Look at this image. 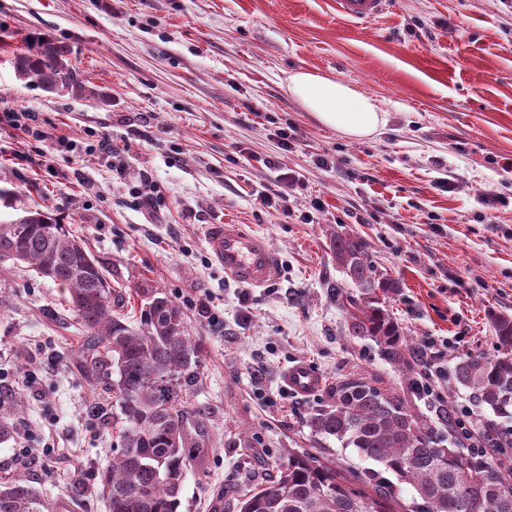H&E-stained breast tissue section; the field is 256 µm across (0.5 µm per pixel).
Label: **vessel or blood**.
Instances as JSON below:
<instances>
[{
    "label": "vessel or blood",
    "mask_w": 512,
    "mask_h": 512,
    "mask_svg": "<svg viewBox=\"0 0 512 512\" xmlns=\"http://www.w3.org/2000/svg\"><path fill=\"white\" fill-rule=\"evenodd\" d=\"M391 0H335L339 17L366 24L386 12ZM208 241L225 273L242 285L264 286L274 281L280 266L276 254L258 234L241 224H215L208 230ZM285 382L290 390L307 394L321 385V375L307 364L288 369Z\"/></svg>",
    "instance_id": "vessel-or-blood-1"
}]
</instances>
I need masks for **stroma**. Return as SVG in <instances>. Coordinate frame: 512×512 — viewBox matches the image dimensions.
I'll return each mask as SVG.
<instances>
[{"instance_id":"35a3bbf8","label":"stroma","mask_w":512,"mask_h":512,"mask_svg":"<svg viewBox=\"0 0 512 512\" xmlns=\"http://www.w3.org/2000/svg\"><path fill=\"white\" fill-rule=\"evenodd\" d=\"M42 36L90 93L16 76L14 53ZM297 70L370 95L386 127L354 140L320 124L288 90ZM10 112L35 113L45 139L8 126ZM288 126L298 135L283 151L274 132ZM510 161L512 0H392L364 25L338 19L332 0H0V187L70 224L125 291L129 321L140 320L138 290L157 289L200 347L180 512H238L233 485L268 478L288 448L370 468L308 425L339 379L405 387L373 342L346 332L334 289L358 290L330 249L336 233L363 238L401 285L389 311L430 386L406 394L409 406L432 417L448 399L475 424L448 371L462 354L494 355L489 315H512ZM145 172L161 196L154 211L137 205ZM442 178L448 191L435 187ZM281 188L288 218L256 201ZM22 207L0 203V221ZM213 224L263 236L279 279L247 287L225 274ZM84 342L62 288L0 265V415L13 426L0 477L22 475L50 512H108L115 399L80 373ZM300 362L322 376L307 395L284 382Z\"/></svg>"}]
</instances>
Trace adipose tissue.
Listing matches in <instances>:
<instances>
[{"label": "adipose tissue", "instance_id": "obj_1", "mask_svg": "<svg viewBox=\"0 0 512 512\" xmlns=\"http://www.w3.org/2000/svg\"><path fill=\"white\" fill-rule=\"evenodd\" d=\"M288 89L321 124L345 136L370 138L387 123L370 96L342 81L297 71L289 74Z\"/></svg>", "mask_w": 512, "mask_h": 512}]
</instances>
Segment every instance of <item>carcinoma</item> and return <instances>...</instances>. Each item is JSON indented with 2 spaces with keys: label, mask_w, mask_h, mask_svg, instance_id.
<instances>
[{
  "label": "carcinoma",
  "mask_w": 512,
  "mask_h": 512,
  "mask_svg": "<svg viewBox=\"0 0 512 512\" xmlns=\"http://www.w3.org/2000/svg\"><path fill=\"white\" fill-rule=\"evenodd\" d=\"M19 78L53 91L81 96L85 80L64 59L59 45L41 42L34 55L14 58ZM336 262L359 296L336 299L349 304L347 333L375 343L381 358L408 376L410 391L422 385L411 375L409 339L386 308L400 291L399 282L377 274L363 241L336 235ZM92 253L70 226L40 209L26 211V227L0 224V264L25 263L37 276L67 290L70 310L86 333L78 352L79 368L89 380H111L118 412L120 447L102 477L109 512H179L184 481L194 455L184 427L188 394L199 366V345L187 331L183 312L169 297L149 288L139 326L114 312L123 294L100 266L91 271ZM498 354H463L448 374V389L463 387L477 406L495 418L478 421L483 441L505 454L512 450V316L493 313ZM331 402L316 411L309 427L375 462L352 475L333 461L305 448H290L275 475L257 482L246 475L233 488L239 512H512V477L479 450L468 453L453 436L458 417L441 405L442 433L433 421L410 408L405 398L385 393L366 377L336 383ZM395 480H390L387 475ZM410 485L412 502L401 499ZM47 512L27 480L0 482V512Z\"/></svg>",
  "instance_id": "cac0c4a2"
}]
</instances>
